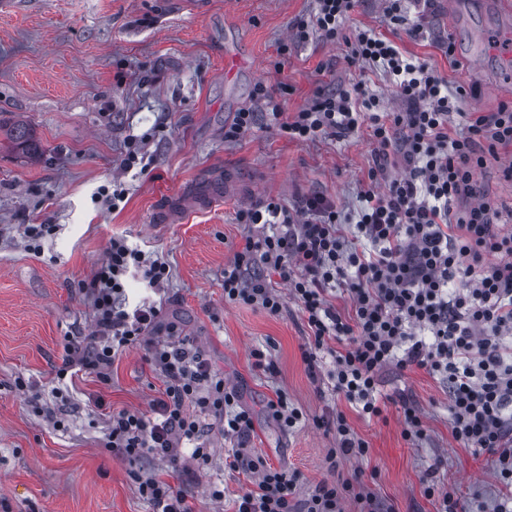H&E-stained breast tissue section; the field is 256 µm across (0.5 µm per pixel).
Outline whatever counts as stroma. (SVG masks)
I'll return each mask as SVG.
<instances>
[{
    "mask_svg": "<svg viewBox=\"0 0 512 512\" xmlns=\"http://www.w3.org/2000/svg\"><path fill=\"white\" fill-rule=\"evenodd\" d=\"M454 13L435 6L420 37L384 28L407 55L445 74L449 86L477 87L466 112L512 103V55L487 38L512 40V11L499 0H456ZM314 0H13L0 11V123L25 119L43 154L32 159L0 134V512H154L137 478L166 475L160 459L132 462L105 448L107 419L122 409L148 412L162 382L145 350L123 352L110 380L78 373L58 378L67 339L90 335L93 313L82 289L120 237L170 269L163 292L137 275L125 281L128 305L148 302L176 322L253 413L254 455L296 477V496L320 481L360 478L393 512H435L423 480L434 472L456 492L464 512H491L497 484L488 453L460 447L448 429V393L419 369L382 372L385 419L360 416L327 379H311L302 359L309 330L293 301L271 316L224 300V268L243 242L239 208L275 199L293 205L320 194L346 210L358 205V183L373 164L367 132L323 136L299 145L276 129L224 138L236 112L255 106L258 83L285 114L318 92L356 78L343 42H292ZM453 37L455 56L441 41ZM240 59L226 73L225 53ZM145 138L151 162L123 171L130 136ZM488 160L477 178L512 228V180ZM120 180L118 207L98 200ZM224 182L205 209L187 207L163 228L153 217L170 195L207 192ZM54 231L41 254L27 248L23 227ZM275 361L268 375L255 352ZM286 392L305 420L282 428L267 412ZM414 401L427 435L402 436V399ZM342 411L370 445L367 457L328 471L332 434L314 418ZM212 460L184 482L190 512H234L247 475L224 466L232 446L219 429L206 436ZM223 491L215 499L213 491Z\"/></svg>",
    "mask_w": 512,
    "mask_h": 512,
    "instance_id": "stroma-1",
    "label": "stroma"
}]
</instances>
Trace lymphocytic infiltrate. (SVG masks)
Instances as JSON below:
<instances>
[{"label": "lymphocytic infiltrate", "mask_w": 512, "mask_h": 512, "mask_svg": "<svg viewBox=\"0 0 512 512\" xmlns=\"http://www.w3.org/2000/svg\"><path fill=\"white\" fill-rule=\"evenodd\" d=\"M355 2L316 0L295 39L343 41L351 67L386 75L400 110L384 109L381 96L360 80L315 95L288 118L264 85H256L254 97L292 142L368 129L374 165L359 184V208L350 215L320 195L293 206L270 199L241 208L237 220L248 233L224 268V300L275 316L284 299L275 284L286 283L310 330L311 343L302 352L310 376L330 357L334 391L365 417H382L386 409L377 389L387 367L415 368L446 381L453 440L494 455V512H512V234L501 232L499 212L476 179L488 158L512 148V106L462 113L466 88L449 90L447 76L375 29L347 30ZM459 115L464 125L456 124ZM393 155L402 160L403 175H391ZM133 270L153 289L169 276L165 261L112 240L85 286L95 328L69 338L64 365L105 380L117 355L145 345L163 390L150 415L110 413L106 445L131 461L158 457L174 464V482L153 475L139 481L141 496L156 512H189L178 483L209 462L202 412L237 443L228 467L254 483L238 495L235 512H344L349 498L358 512H389L363 484L347 480L319 482L307 498L296 499L293 475L248 456L254 422L239 392L181 338L176 323L162 322L156 306L123 305ZM336 290L346 294L347 311L330 302ZM148 330L162 333V340H146ZM315 424L336 439L325 458L328 470L342 459L367 456L368 441L343 413ZM187 446L192 464L183 467L180 450Z\"/></svg>", "instance_id": "lymphocytic-infiltrate-1"}]
</instances>
